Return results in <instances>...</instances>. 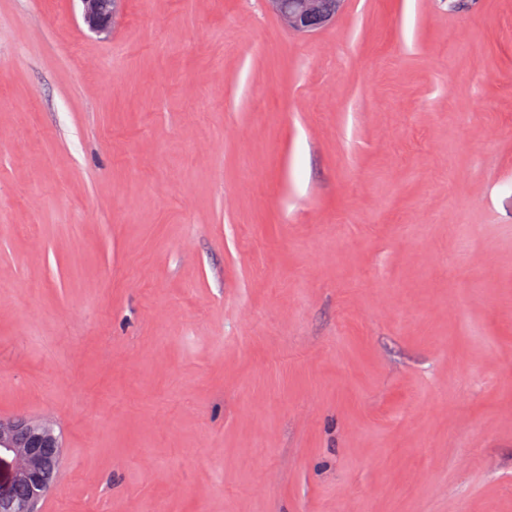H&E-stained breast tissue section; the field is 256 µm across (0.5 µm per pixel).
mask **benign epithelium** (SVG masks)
I'll return each instance as SVG.
<instances>
[{"label":"benign epithelium","mask_w":512,"mask_h":512,"mask_svg":"<svg viewBox=\"0 0 512 512\" xmlns=\"http://www.w3.org/2000/svg\"><path fill=\"white\" fill-rule=\"evenodd\" d=\"M121 0H81L82 19L89 30L105 32ZM280 20L294 30L324 24L343 0H269ZM54 430L28 418L0 419V460L8 461V476L0 480V512H19L41 498L54 481L47 457L61 451Z\"/></svg>","instance_id":"7a95c632"}]
</instances>
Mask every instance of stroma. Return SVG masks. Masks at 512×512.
Instances as JSON below:
<instances>
[{"mask_svg":"<svg viewBox=\"0 0 512 512\" xmlns=\"http://www.w3.org/2000/svg\"><path fill=\"white\" fill-rule=\"evenodd\" d=\"M0 0V418L38 512H512V0ZM82 19L89 30L105 32L112 25L120 0H80ZM280 20L288 28L309 30L324 24L335 14L343 0H269ZM61 448L54 430L42 422L23 417L0 419V460L11 458L8 476L0 480L1 511L21 510L26 504L32 512L33 503L54 481L46 459Z\"/></svg>","mask_w":512,"mask_h":512,"instance_id":"stroma-1","label":"stroma"}]
</instances>
